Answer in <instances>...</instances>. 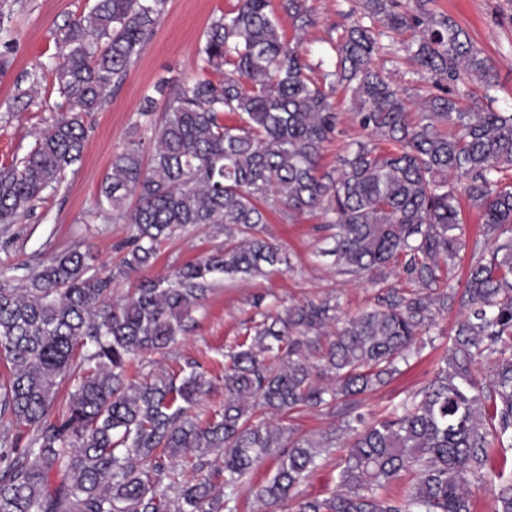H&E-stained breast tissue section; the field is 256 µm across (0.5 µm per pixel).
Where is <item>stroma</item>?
Wrapping results in <instances>:
<instances>
[{"mask_svg":"<svg viewBox=\"0 0 512 512\" xmlns=\"http://www.w3.org/2000/svg\"><path fill=\"white\" fill-rule=\"evenodd\" d=\"M94 3L0 0V52H7L11 61L0 73V166L22 158L37 135L62 116L60 100L47 73L56 60L64 25L88 13ZM233 4L234 0H168L165 14L121 88L98 111L85 115L87 139L81 160L65 171L58 184L43 192L41 201L19 223L0 227V284L23 286L27 267L75 246L92 254L94 266L119 262L122 254L118 246L131 235V225L92 215L112 157L129 140L151 137L140 108L146 97L155 96L160 81H168L175 89L201 77L199 49L204 33L210 22ZM311 5L317 23L308 30L305 46L309 54L332 56L329 41L342 35L347 26L349 4L347 0H311ZM431 7L455 21L492 65L493 101L478 93L469 100V108L490 106L512 112V0H433ZM376 63L390 72L399 86L421 91L429 88L425 75L395 43H386ZM35 82L40 85L39 94L25 104L16 101L17 88ZM334 102L341 119L335 137L325 145L321 163L327 168L334 166L337 153L363 137L352 119L350 98L340 94ZM463 216L462 247L448 279L453 288L461 287L466 270L485 249L483 238L477 234L478 208L464 204ZM321 222L318 215H304L294 221L271 215L267 231L290 254L291 269L248 281L217 278L192 312L186 332L167 349L145 354L134 375L141 379L162 374L179 378L187 373L188 362H200L211 382L209 392L194 409L204 420L224 404L226 354L252 334L262 311L326 299L338 302L346 315L373 306L376 284L345 281L337 275L331 258L321 256V249L329 245ZM223 244L220 226L186 228L163 243L147 274H172L177 267L200 260ZM461 317L456 308L440 316L437 326L417 344L409 367L365 396L361 411L367 421L380 419L427 384ZM487 471L488 481L471 486L473 512H494L498 485L493 478L512 477V448L493 445Z\"/></svg>","mask_w":512,"mask_h":512,"instance_id":"1","label":"stroma"}]
</instances>
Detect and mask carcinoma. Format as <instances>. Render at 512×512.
Segmentation results:
<instances>
[{"label":"carcinoma","instance_id":"carcinoma-1","mask_svg":"<svg viewBox=\"0 0 512 512\" xmlns=\"http://www.w3.org/2000/svg\"><path fill=\"white\" fill-rule=\"evenodd\" d=\"M402 0H357L333 42L336 62L314 64L303 36L316 21L308 0H236L204 34L198 78L170 94L152 139L112 158L95 215L135 234L123 258L99 269L74 247L30 269L23 288L0 284V512H238L239 480L267 458L259 512H472L471 480L487 470L493 441L512 442V113L471 112L467 83L493 87L482 51L448 15ZM167 0H97L71 20L51 68L67 115L43 130L20 161L0 167V225L16 224L81 159L82 115L118 89L166 11ZM294 31L284 33L280 17ZM419 30L402 50L428 74L419 112L412 95L376 66L382 38ZM342 91L365 136L325 169L320 157ZM480 209L486 254L463 288H444L460 249L458 188ZM137 197L132 210L127 199ZM293 221L320 214L332 231L336 274L360 280L393 264L417 291L381 288L376 306L343 317L323 300L265 313L227 354L223 409L189 416L211 383L188 362L181 379L137 381V357L170 346L217 274L247 280L291 267L265 233L267 213ZM195 224L224 225V246L143 278L120 300L112 285L150 267L160 245ZM464 310L432 378L381 419L358 413L361 396L408 363L412 344L454 304ZM333 339L321 345V337ZM490 361L486 379L478 360ZM72 381L68 397L56 404ZM326 408L338 419L320 441L282 424ZM268 415L255 423L257 411ZM336 489L301 484L338 445ZM403 472L413 482L389 485ZM495 512H512V479Z\"/></svg>","mask_w":512,"mask_h":512}]
</instances>
